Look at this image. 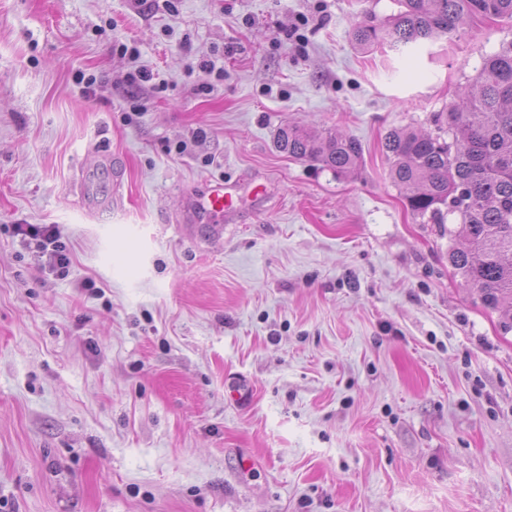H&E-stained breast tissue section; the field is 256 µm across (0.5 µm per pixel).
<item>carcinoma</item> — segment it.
Returning <instances> with one entry per match:
<instances>
[{"instance_id":"cac0c4a2","label":"carcinoma","mask_w":512,"mask_h":512,"mask_svg":"<svg viewBox=\"0 0 512 512\" xmlns=\"http://www.w3.org/2000/svg\"><path fill=\"white\" fill-rule=\"evenodd\" d=\"M396 2L397 13L352 29L355 45L399 50L463 31L488 10L512 21V0ZM433 125L386 134L389 177L419 223L448 226V262L482 305H512V40L483 57L474 82L448 111L433 115ZM276 145L336 177L362 160L355 139L304 125L279 128Z\"/></svg>"}]
</instances>
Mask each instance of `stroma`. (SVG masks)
Listing matches in <instances>:
<instances>
[{"mask_svg": "<svg viewBox=\"0 0 512 512\" xmlns=\"http://www.w3.org/2000/svg\"><path fill=\"white\" fill-rule=\"evenodd\" d=\"M398 9L0 0V512H512V332L383 151L512 23L353 45ZM287 124L359 168L279 152ZM246 177L265 208L188 219ZM20 224L58 225L67 266ZM276 145L290 157L316 162L335 177L353 172L362 160V146L355 139L330 131L318 132L304 125L280 127ZM244 185L250 189V194L257 207L262 205L269 196L267 186L263 183H229L216 182L209 191L192 201L190 213L194 216L202 214L213 222H231L239 207V196Z\"/></svg>", "mask_w": 512, "mask_h": 512, "instance_id": "stroma-1", "label": "stroma"}]
</instances>
